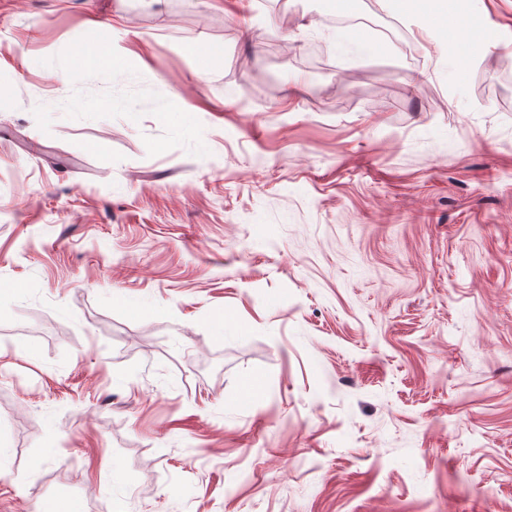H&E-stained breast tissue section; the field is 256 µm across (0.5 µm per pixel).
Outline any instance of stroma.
<instances>
[{
    "mask_svg": "<svg viewBox=\"0 0 512 512\" xmlns=\"http://www.w3.org/2000/svg\"><path fill=\"white\" fill-rule=\"evenodd\" d=\"M335 12L0 0V512H512V45ZM120 55L117 42H113L112 49L104 51L100 43L89 38L78 45L69 56L60 58L57 65L60 69L68 70L72 76L76 75L75 67L77 61L85 64L93 61V67L100 70L106 79L112 81H128L133 77V72L118 65L117 58ZM117 106L115 98L75 99L67 104L71 112H113Z\"/></svg>",
    "mask_w": 512,
    "mask_h": 512,
    "instance_id": "obj_1",
    "label": "stroma"
}]
</instances>
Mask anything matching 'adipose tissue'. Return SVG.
<instances>
[{
    "label": "adipose tissue",
    "mask_w": 512,
    "mask_h": 512,
    "mask_svg": "<svg viewBox=\"0 0 512 512\" xmlns=\"http://www.w3.org/2000/svg\"><path fill=\"white\" fill-rule=\"evenodd\" d=\"M383 5H397L401 11L418 16L422 30L428 36H441L449 49L460 46L478 51L484 48L482 32L469 21L465 0H452L451 8L423 7L421 0H381ZM118 49L103 50L96 39L90 38L78 45L69 56L60 58L57 65L63 70H74L77 63L92 62L106 79L126 81L132 78L130 70L118 65Z\"/></svg>",
    "instance_id": "ef3b65f1"
}]
</instances>
